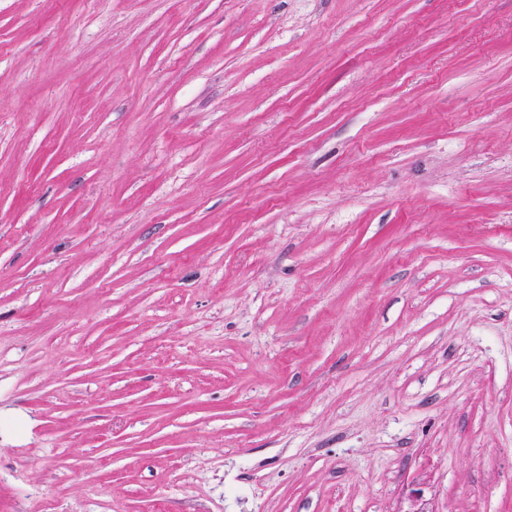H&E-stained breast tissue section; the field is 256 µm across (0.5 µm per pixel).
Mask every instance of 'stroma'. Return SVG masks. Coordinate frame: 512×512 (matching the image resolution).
<instances>
[{
	"label": "stroma",
	"instance_id": "obj_1",
	"mask_svg": "<svg viewBox=\"0 0 512 512\" xmlns=\"http://www.w3.org/2000/svg\"><path fill=\"white\" fill-rule=\"evenodd\" d=\"M0 512H512V0H0Z\"/></svg>",
	"mask_w": 512,
	"mask_h": 512
}]
</instances>
